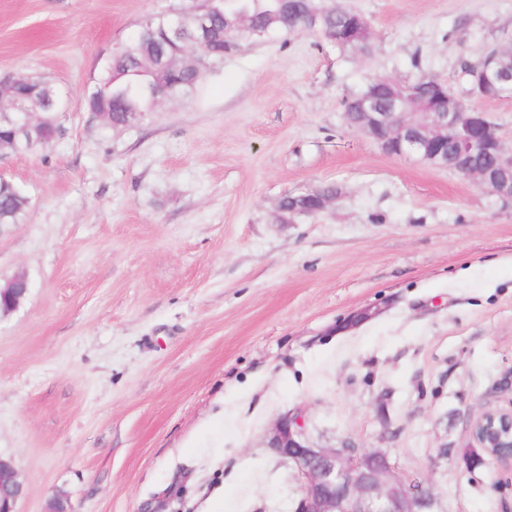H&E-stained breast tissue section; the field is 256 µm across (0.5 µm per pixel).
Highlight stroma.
Returning <instances> with one entry per match:
<instances>
[{"mask_svg":"<svg viewBox=\"0 0 512 512\" xmlns=\"http://www.w3.org/2000/svg\"><path fill=\"white\" fill-rule=\"evenodd\" d=\"M371 55L314 34L242 42L187 101L127 127L81 100L104 58L168 0H0V76L70 101L45 148L0 156L29 198L0 227V459L17 512H291L266 445L303 411L314 442L384 448L431 478L442 512H512V474L464 473L468 425L512 406V204L384 153L343 102L410 59L455 84L512 45V0H340ZM336 184L280 223L286 195ZM373 318L350 319L364 308ZM28 290V283L25 277L15 276L7 288L0 290V313L16 308L24 299ZM24 494V485L14 466L0 459V512H17L15 505Z\"/></svg>","mask_w":512,"mask_h":512,"instance_id":"obj_1","label":"stroma"}]
</instances>
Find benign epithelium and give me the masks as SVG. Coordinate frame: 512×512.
Instances as JSON below:
<instances>
[{"label": "benign epithelium", "mask_w": 512, "mask_h": 512, "mask_svg": "<svg viewBox=\"0 0 512 512\" xmlns=\"http://www.w3.org/2000/svg\"><path fill=\"white\" fill-rule=\"evenodd\" d=\"M377 81L389 92L392 107L400 106L412 89L399 81L379 77ZM512 90V70L492 59L480 72L472 96L497 98ZM439 108L422 100L416 112H382L375 98L363 95L352 102L345 113L347 124L373 139L387 154L412 156L436 167L450 168L474 179L502 200L512 202V150L503 145L496 125L487 114L472 109L460 112L448 89L439 88ZM453 139H448V131ZM454 144L455 159H448L438 149ZM495 153L497 165L481 170L471 167L470 159L478 153ZM330 201L318 194H303L290 199L280 209L281 218L297 213L316 214ZM28 290L25 277L16 276L0 290V312L16 308ZM469 432L484 456L512 472V407L486 408L469 423ZM267 448L288 463L299 482L293 512H437L438 496L429 478H403L383 448H358L343 442L325 447L314 444L300 412L280 416L267 435ZM24 494V485L14 466L0 459V512H16L15 505Z\"/></svg>", "instance_id": "1"}]
</instances>
